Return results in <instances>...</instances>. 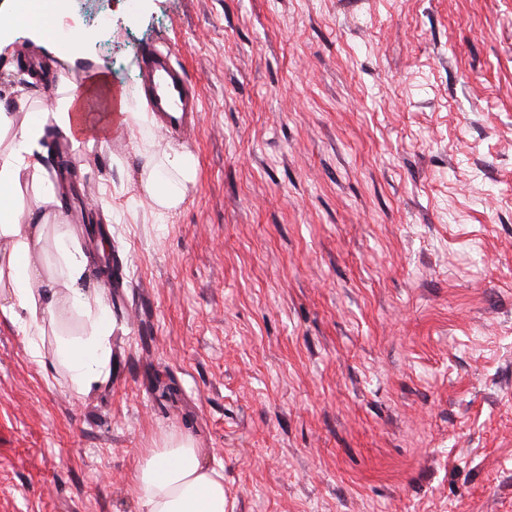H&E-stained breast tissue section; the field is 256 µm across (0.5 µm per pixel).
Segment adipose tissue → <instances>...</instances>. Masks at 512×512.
Returning <instances> with one entry per match:
<instances>
[{"instance_id":"ef3b65f1","label":"adipose tissue","mask_w":512,"mask_h":512,"mask_svg":"<svg viewBox=\"0 0 512 512\" xmlns=\"http://www.w3.org/2000/svg\"><path fill=\"white\" fill-rule=\"evenodd\" d=\"M58 82L64 94L54 123L74 146H82L81 99L66 75H59ZM2 128L11 129L12 138L0 144V316L35 338L61 312L82 314L89 334L61 338L53 352L54 361L66 367L72 387L82 393L109 373L111 327L104 309L82 286L88 260L74 244L73 228L50 229L49 214L60 211L62 203L44 161L42 123L31 114L13 112L2 99ZM195 181L194 159L182 149H170L160 164L146 157L141 166V188L162 216L181 206L187 186ZM26 185L32 188L33 201L22 208L14 199ZM50 243L60 257L51 268L33 260ZM132 481L141 512H225L224 475L204 463L201 449L189 438L173 435L163 447L145 449Z\"/></svg>"}]
</instances>
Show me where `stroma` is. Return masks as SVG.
Masks as SVG:
<instances>
[{
  "mask_svg": "<svg viewBox=\"0 0 512 512\" xmlns=\"http://www.w3.org/2000/svg\"><path fill=\"white\" fill-rule=\"evenodd\" d=\"M73 10L127 111L154 46L202 107L188 138L56 137L111 371L77 393L0 318V512H140L139 454L172 433L223 473L225 512H512V0ZM7 38L0 99L53 127L70 38ZM172 147L197 177L161 224L141 156Z\"/></svg>",
  "mask_w": 512,
  "mask_h": 512,
  "instance_id": "obj_1",
  "label": "stroma"
}]
</instances>
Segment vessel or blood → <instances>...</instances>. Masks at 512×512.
<instances>
[{
    "label": "vessel or blood",
    "mask_w": 512,
    "mask_h": 512,
    "mask_svg": "<svg viewBox=\"0 0 512 512\" xmlns=\"http://www.w3.org/2000/svg\"><path fill=\"white\" fill-rule=\"evenodd\" d=\"M140 89L162 130L190 135L200 112L199 96L170 52L151 48L138 61Z\"/></svg>",
    "instance_id": "b4317fda"
}]
</instances>
